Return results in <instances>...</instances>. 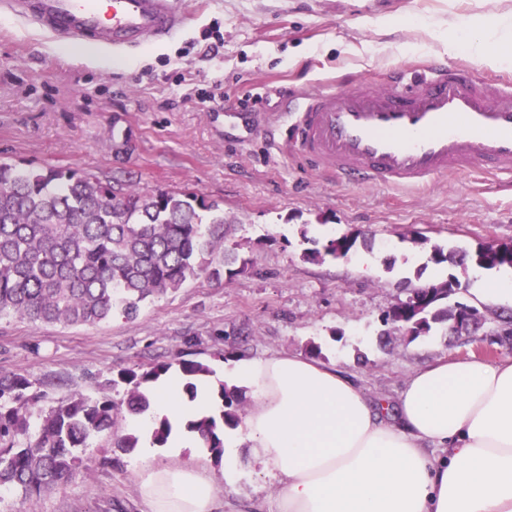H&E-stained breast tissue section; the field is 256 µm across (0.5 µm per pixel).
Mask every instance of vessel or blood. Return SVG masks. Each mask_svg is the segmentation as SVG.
Returning <instances> with one entry per match:
<instances>
[{
    "label": "vessel or blood",
    "instance_id": "1",
    "mask_svg": "<svg viewBox=\"0 0 512 512\" xmlns=\"http://www.w3.org/2000/svg\"><path fill=\"white\" fill-rule=\"evenodd\" d=\"M7 9L58 33L115 48L168 36L186 20L179 0H7ZM284 141L344 182L406 189L481 166L512 173V83L433 60L394 71L389 87L358 78L283 99Z\"/></svg>",
    "mask_w": 512,
    "mask_h": 512
}]
</instances>
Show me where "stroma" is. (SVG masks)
Here are the masks:
<instances>
[{"label":"stroma","mask_w":512,"mask_h":512,"mask_svg":"<svg viewBox=\"0 0 512 512\" xmlns=\"http://www.w3.org/2000/svg\"><path fill=\"white\" fill-rule=\"evenodd\" d=\"M186 24L143 46L115 51L0 16V160L88 173L115 189L192 191L224 213V249L247 261L242 273L202 274L96 325L34 324L0 318V373L26 375L44 406L74 394L127 399L103 390L118 372L182 359L216 374L242 360L308 355L336 363L374 399L396 402L409 376L437 358L494 359L492 321L450 341L439 324L408 341L385 331L381 314L401 298L403 280L456 276L458 302L480 306L496 272L426 264L413 236L443 248L512 241V173L475 170L395 190L347 184L243 127L278 110L288 90L316 92L361 73L385 81L398 67L447 57L449 21L512 13V0H184ZM388 21L390 34L375 22ZM222 81V98L200 101ZM359 231L372 248L346 258L305 259L328 240ZM371 255L370 270L357 260ZM80 469L41 496L37 512H148L134 467L110 434L78 449ZM234 485L207 467L220 512H277V491L248 449Z\"/></svg>","instance_id":"stroma-1"}]
</instances>
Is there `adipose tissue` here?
<instances>
[{
    "instance_id": "1",
    "label": "adipose tissue",
    "mask_w": 512,
    "mask_h": 512,
    "mask_svg": "<svg viewBox=\"0 0 512 512\" xmlns=\"http://www.w3.org/2000/svg\"><path fill=\"white\" fill-rule=\"evenodd\" d=\"M479 65H512V15L482 22L469 39L448 37ZM228 385L252 389L254 407L224 430V474L248 448L278 489V512H512V357L493 363L440 357L414 371L395 409L370 399L336 365L270 356L225 369ZM154 408L138 420L147 439L135 463L149 512H215L216 493L195 458L187 421L207 410L212 378L185 396L160 380ZM168 419L167 446L180 463L157 460L148 436Z\"/></svg>"
}]
</instances>
